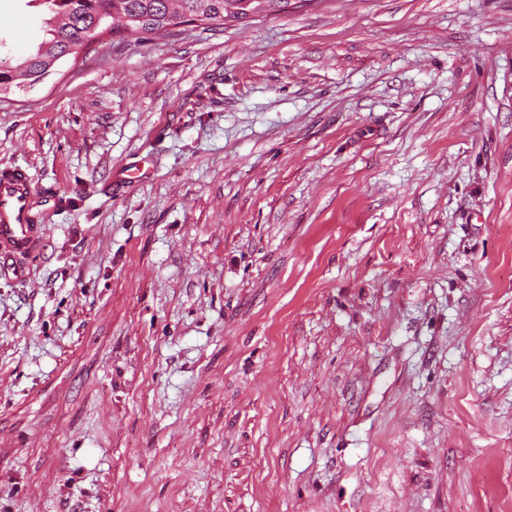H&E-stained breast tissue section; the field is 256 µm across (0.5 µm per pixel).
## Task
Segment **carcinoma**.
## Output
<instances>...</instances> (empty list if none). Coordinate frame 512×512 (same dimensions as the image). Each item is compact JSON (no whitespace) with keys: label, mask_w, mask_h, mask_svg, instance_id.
<instances>
[{"label":"carcinoma","mask_w":512,"mask_h":512,"mask_svg":"<svg viewBox=\"0 0 512 512\" xmlns=\"http://www.w3.org/2000/svg\"><path fill=\"white\" fill-rule=\"evenodd\" d=\"M288 0H43L45 38L19 62L0 63V95L41 82L69 57L87 48L86 31L160 36L180 25L210 28L263 5Z\"/></svg>","instance_id":"1"}]
</instances>
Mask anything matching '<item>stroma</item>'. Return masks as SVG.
I'll return each mask as SVG.
<instances>
[{
	"instance_id": "obj_1",
	"label": "stroma",
	"mask_w": 512,
	"mask_h": 512,
	"mask_svg": "<svg viewBox=\"0 0 512 512\" xmlns=\"http://www.w3.org/2000/svg\"><path fill=\"white\" fill-rule=\"evenodd\" d=\"M4 165L58 204L0 512H512V0L107 35L0 97Z\"/></svg>"
}]
</instances>
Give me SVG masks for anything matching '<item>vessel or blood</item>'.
Instances as JSON below:
<instances>
[{
  "label": "vessel or blood",
  "mask_w": 512,
  "mask_h": 512,
  "mask_svg": "<svg viewBox=\"0 0 512 512\" xmlns=\"http://www.w3.org/2000/svg\"><path fill=\"white\" fill-rule=\"evenodd\" d=\"M56 205V196L36 191L26 169L0 168V269L12 281L29 280L32 263L45 247L40 218Z\"/></svg>",
  "instance_id": "b4317fda"
}]
</instances>
